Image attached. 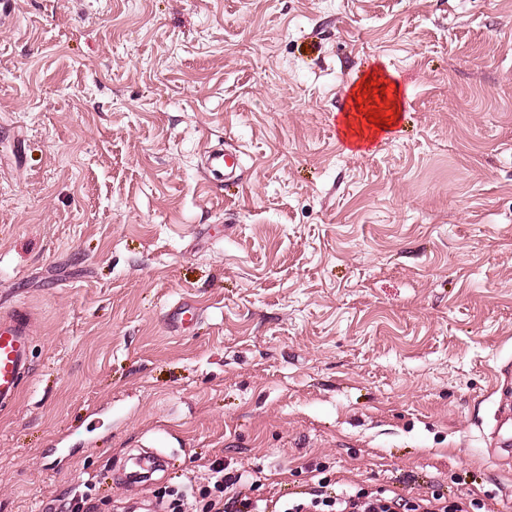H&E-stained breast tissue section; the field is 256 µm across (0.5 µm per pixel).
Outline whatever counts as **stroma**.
<instances>
[{"mask_svg": "<svg viewBox=\"0 0 512 512\" xmlns=\"http://www.w3.org/2000/svg\"><path fill=\"white\" fill-rule=\"evenodd\" d=\"M12 6L0 314L36 321L0 512L152 506L216 460L268 499L320 472L512 512V0ZM376 68L400 120L349 154Z\"/></svg>", "mask_w": 512, "mask_h": 512, "instance_id": "stroma-1", "label": "stroma"}]
</instances>
